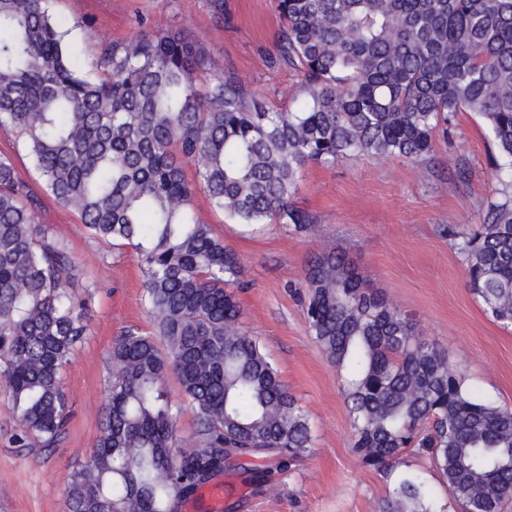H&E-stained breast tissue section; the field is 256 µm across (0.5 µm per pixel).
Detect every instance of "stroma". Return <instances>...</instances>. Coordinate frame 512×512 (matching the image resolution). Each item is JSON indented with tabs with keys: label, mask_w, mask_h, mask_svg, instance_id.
Here are the masks:
<instances>
[{
	"label": "stroma",
	"mask_w": 512,
	"mask_h": 512,
	"mask_svg": "<svg viewBox=\"0 0 512 512\" xmlns=\"http://www.w3.org/2000/svg\"><path fill=\"white\" fill-rule=\"evenodd\" d=\"M49 10L83 60L94 61L106 42L178 30L201 51L219 56L225 71L275 110L295 107L303 97L298 73L279 60L282 21L273 0H50ZM492 150L482 120L462 112L432 158L311 165L293 197L313 218L311 234L285 224L230 223L196 193L198 220L242 259L245 286L237 295L243 326L260 339L313 435L311 451L291 470L266 461L253 469L227 468L220 479L225 512H378L387 496L389 478L364 467L351 449L339 373L309 331L297 295L317 250L351 255L372 287L414 315L472 391L512 406V329L494 322L469 291L466 261L456 249L482 223L494 196ZM0 154L12 157L18 178L40 196L39 221L54 227L79 260L73 288L87 319L85 339L64 375L71 416L58 447H16L12 405L0 393V512H67L65 481L99 435L112 340L129 327L151 328L145 277L130 249L91 237L75 211L45 195L14 131L0 128ZM397 470L417 472L448 512H459L426 457L406 450Z\"/></svg>",
	"instance_id": "1"
}]
</instances>
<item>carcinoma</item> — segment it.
I'll list each match as a JSON object with an SVG mask.
<instances>
[{
    "mask_svg": "<svg viewBox=\"0 0 512 512\" xmlns=\"http://www.w3.org/2000/svg\"><path fill=\"white\" fill-rule=\"evenodd\" d=\"M278 51L303 101L278 112L181 32L102 46L94 80L47 0H0V127L14 129L45 192L91 235L132 250L153 329L113 339L100 433L64 487L67 512H180L226 459L286 471L312 448L307 415L242 328L240 258L193 215L195 190L235 224L313 220L292 198L303 170L343 157L421 161L461 112L481 117L500 188L457 243L468 286L512 326V0H274ZM211 75L198 84V74ZM195 166V183L184 165ZM0 155V391L18 448H54L68 422L62 373L86 334L78 262ZM306 323L344 372L352 447L379 473L427 457L461 512L512 501V407L465 384L411 314L335 250L305 273ZM181 389L175 401L166 380ZM194 444L180 448L183 409ZM381 512H445L397 476Z\"/></svg>",
    "mask_w": 512,
    "mask_h": 512,
    "instance_id": "cac0c4a2",
    "label": "carcinoma"
}]
</instances>
